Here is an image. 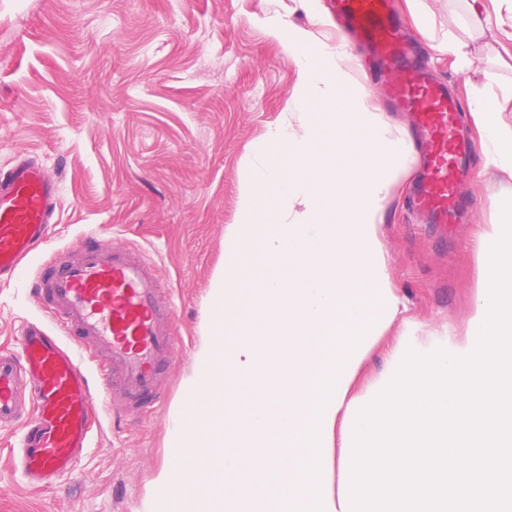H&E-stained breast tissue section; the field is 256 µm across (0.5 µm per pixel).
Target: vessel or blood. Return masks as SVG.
<instances>
[{
    "instance_id": "1",
    "label": "vessel or blood",
    "mask_w": 512,
    "mask_h": 512,
    "mask_svg": "<svg viewBox=\"0 0 512 512\" xmlns=\"http://www.w3.org/2000/svg\"><path fill=\"white\" fill-rule=\"evenodd\" d=\"M345 33L365 44L385 78L387 105L412 113L421 167L413 211L448 226L469 217L458 184L476 151L461 127L460 101L432 75L395 12L393 0H334ZM58 179L20 159L0 169V281L47 242L58 210ZM36 296L76 346L28 324L14 350H0V427L25 423L20 463L32 485L74 473L89 446L90 416L120 403L129 415L160 403L162 375L178 356L175 306L154 261L100 235L74 244L41 270ZM99 377L91 382L84 361Z\"/></svg>"
}]
</instances>
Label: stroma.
<instances>
[{
	"instance_id": "stroma-1",
	"label": "stroma",
	"mask_w": 512,
	"mask_h": 512,
	"mask_svg": "<svg viewBox=\"0 0 512 512\" xmlns=\"http://www.w3.org/2000/svg\"><path fill=\"white\" fill-rule=\"evenodd\" d=\"M434 16L423 40L436 74L460 99L468 90L434 42L467 39L493 91L512 71L491 59L485 39L460 27L465 0H424ZM298 25L294 0H0V167L37 159L61 183L49 242L0 282V348H13L30 322L54 328L37 303L39 270L66 245L96 231L144 250L176 306L181 350L154 412L101 417L78 464L81 478L29 486L17 464L21 428L0 430V512H156L155 481L172 458L173 422L209 338L207 304L224 263V229L234 223L248 154L288 123L298 72L267 31L273 14ZM470 223L441 234L421 223L396 186L381 226L404 313L363 357L353 390L393 376L389 353L429 347L455 332L476 299L477 227L498 222L512 180L474 163L465 184Z\"/></svg>"
}]
</instances>
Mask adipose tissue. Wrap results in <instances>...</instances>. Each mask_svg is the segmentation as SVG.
<instances>
[{
	"label": "adipose tissue",
	"mask_w": 512,
	"mask_h": 512,
	"mask_svg": "<svg viewBox=\"0 0 512 512\" xmlns=\"http://www.w3.org/2000/svg\"><path fill=\"white\" fill-rule=\"evenodd\" d=\"M490 9L470 5L464 26L468 31L489 37L488 48L498 60L512 61V0H490ZM512 101V88L495 93L472 87L468 112L479 134L484 172L499 173L512 179V131L499 123L505 102Z\"/></svg>",
	"instance_id": "adipose-tissue-1"
}]
</instances>
